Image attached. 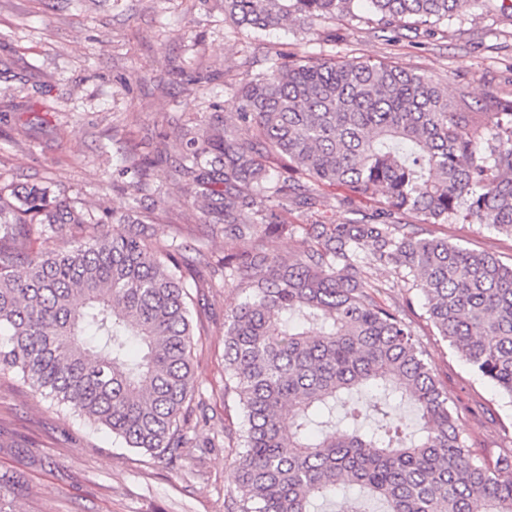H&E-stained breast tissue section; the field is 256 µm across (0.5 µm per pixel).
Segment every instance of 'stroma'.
Instances as JSON below:
<instances>
[{"label":"stroma","mask_w":512,"mask_h":512,"mask_svg":"<svg viewBox=\"0 0 512 512\" xmlns=\"http://www.w3.org/2000/svg\"><path fill=\"white\" fill-rule=\"evenodd\" d=\"M279 57L385 60L473 103L489 90L512 100V12L473 0L434 30L384 32L357 2L312 36L299 22L236 27L224 19V0H0V181H50L94 213L125 210L133 203L121 175L128 161L162 144L178 150L186 128L214 108L234 111L240 82ZM148 183L150 234L193 238L200 249L195 356L209 422L196 430L197 448L170 462L2 373L0 479L15 487L7 512H227L236 451L225 447L224 431L242 426L240 410L224 405V310L234 295L207 285V264L223 255L224 238L203 225L168 164L153 167ZM320 194L319 214L338 224L379 206L338 186ZM436 232L512 263V237L494 229L452 221ZM414 327L469 445L495 460L512 439V401L474 375L424 318Z\"/></svg>","instance_id":"stroma-1"}]
</instances>
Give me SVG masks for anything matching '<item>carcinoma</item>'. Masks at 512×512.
<instances>
[{
    "mask_svg": "<svg viewBox=\"0 0 512 512\" xmlns=\"http://www.w3.org/2000/svg\"><path fill=\"white\" fill-rule=\"evenodd\" d=\"M354 2L224 0V19L314 26ZM367 2L396 29L467 0ZM235 98L230 117L186 129L178 154L121 170L138 193L165 159L227 244L210 287L238 293L224 310V393L244 419L231 512H312L350 485L386 512H512V448L492 465L476 456L415 338L412 299L383 302L374 281L385 268L410 281L438 334L512 398V264L430 230L462 219L512 237V100H450L428 75L334 59H277ZM336 185L382 192L385 207L345 224L285 222ZM147 221L137 206L97 218L48 181L0 182V373L173 460L197 447L191 246L149 238ZM281 239L296 242L286 257ZM406 400L415 431L391 410Z\"/></svg>",
    "mask_w": 512,
    "mask_h": 512,
    "instance_id": "cac0c4a2",
    "label": "carcinoma"
}]
</instances>
